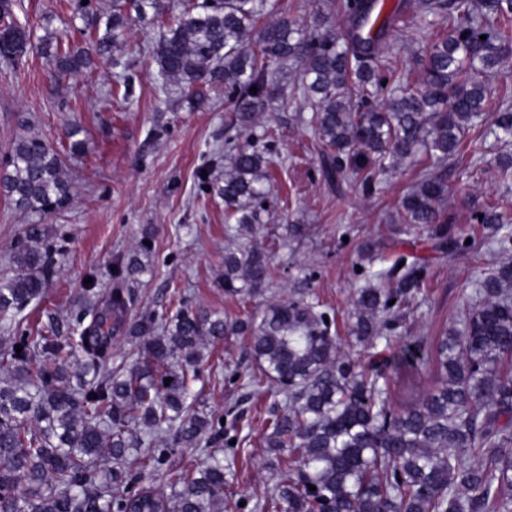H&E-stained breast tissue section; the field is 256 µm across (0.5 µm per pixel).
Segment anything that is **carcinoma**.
I'll return each instance as SVG.
<instances>
[{"mask_svg": "<svg viewBox=\"0 0 512 512\" xmlns=\"http://www.w3.org/2000/svg\"><path fill=\"white\" fill-rule=\"evenodd\" d=\"M378 0H313L310 23L266 16L278 0H191L166 17L165 0H112V14L73 47L47 32L10 24L0 30V59L19 63L36 47L54 77L76 75L113 55L135 22L163 27L146 56L162 89L195 97L224 85L240 144L224 141V177L199 183L224 199L227 224L249 226L274 179L275 136L256 133V115L293 101L322 156L326 180L351 179L363 193L419 154L430 163L401 201L397 221L446 238L439 204L447 186L435 169L463 163L466 143L512 137V92L474 74L500 72L512 54V0H417L446 32L421 59L423 87L399 61L379 64L394 36L392 18L373 16ZM338 15L342 33L324 28ZM257 33L256 49L246 48ZM486 39H480V36ZM299 65L301 92L285 95L278 75ZM256 91H251V88ZM0 195L16 209L45 214L69 205L64 161L51 142L20 134L0 168ZM480 223L492 230L496 254L512 251V225L492 207ZM45 231L27 226L14 247L15 275L0 284V328L22 347L0 353V512H224L230 472L224 449L239 450L218 410L197 408L191 383L204 380L211 341L246 336L255 367L231 372L252 392L284 396L266 423L269 451L288 450L295 465L259 500V512H512V263L477 281L476 302L434 347L435 386L419 387L427 352L416 337L404 360L384 355L386 330L403 324L420 292L422 269L406 254L369 274L352 301L348 335L370 349L368 360L342 347L335 316L302 294L267 305L263 314L228 319L184 300L173 311L148 309L126 320L133 303L119 286L141 262L118 263V285L90 283L64 321L52 316L37 332L20 313L43 299L56 261L41 247ZM274 268L269 252L242 246L224 256V294L240 300L265 291ZM127 342L126 359L114 364ZM236 440L235 445L229 441ZM177 448L197 453L178 474L167 467ZM315 489H309V486ZM169 487L165 492L163 487Z\"/></svg>", "mask_w": 512, "mask_h": 512, "instance_id": "obj_1", "label": "carcinoma"}]
</instances>
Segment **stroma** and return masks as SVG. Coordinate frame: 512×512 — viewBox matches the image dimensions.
<instances>
[{
    "mask_svg": "<svg viewBox=\"0 0 512 512\" xmlns=\"http://www.w3.org/2000/svg\"><path fill=\"white\" fill-rule=\"evenodd\" d=\"M12 19L38 37L51 31L70 44L83 42L85 24L75 16L72 0H14ZM440 29L436 20L399 23L395 46L404 66L416 67L423 46ZM158 37V27L134 28L124 34L118 50L125 68L101 63L62 81L49 77L45 60L35 51L16 66L0 64V165L16 135L29 131L51 141L64 156L72 192L66 208L46 215L17 211L0 197V282L14 274L13 248L26 225H44L58 250L42 310L30 313L29 324L73 310L89 273H97L100 288H110L113 259L137 256L146 242L148 271L125 283L134 311L171 310L183 298L209 312L258 316L272 300L306 286L335 314L343 334L351 321V295L366 285L368 271L390 266L398 254L412 253L425 265V287L406 316L404 336L391 343L397 354L407 336L430 340L451 327L470 304L484 270L504 259L512 262V253L488 252L489 231L474 219L493 205L512 224V184L494 177L503 144L490 137L478 146L472 156L479 168L476 177L461 166L444 173L448 223L470 241L466 251L451 254L428 233L409 234L390 221L415 184L413 163L402 162L389 172L386 189L370 197L353 182L328 183L321 175L324 159L292 104L259 119L260 125L275 128L279 139L275 180L252 241L270 248L275 281L246 303L225 295L224 253L236 243L226 231L223 200L202 190L196 173L208 166L213 177H223L224 166L213 153L224 142L233 106L220 86L206 90L200 101L178 90L160 91L155 64L137 51ZM125 74L133 85L127 98L116 88ZM69 124L81 129L84 150L77 156L70 155L64 134ZM292 224L302 225L301 235H289ZM206 365L222 375L250 371L247 338L218 340ZM200 402L208 411L231 408L241 415L244 451L233 460L224 512H255L256 501L273 494L294 463L288 452H268L264 443L262 422L280 411L283 397L271 391L255 395L227 382L204 386Z\"/></svg>",
    "mask_w": 512,
    "mask_h": 512,
    "instance_id": "stroma-1",
    "label": "stroma"
}]
</instances>
